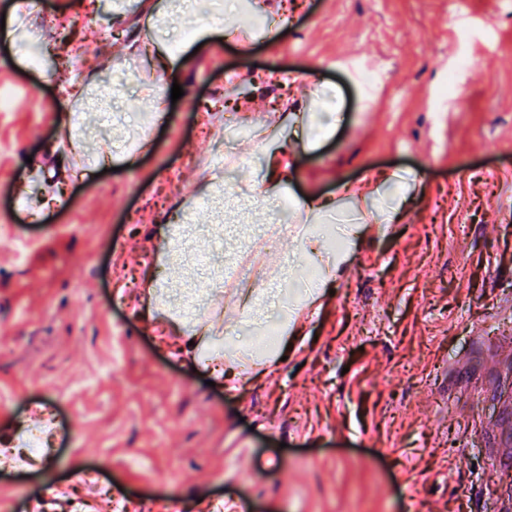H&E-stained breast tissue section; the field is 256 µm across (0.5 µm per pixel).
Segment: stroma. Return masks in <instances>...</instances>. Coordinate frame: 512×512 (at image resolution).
Returning <instances> with one entry per match:
<instances>
[{
	"instance_id": "obj_1",
	"label": "stroma",
	"mask_w": 512,
	"mask_h": 512,
	"mask_svg": "<svg viewBox=\"0 0 512 512\" xmlns=\"http://www.w3.org/2000/svg\"><path fill=\"white\" fill-rule=\"evenodd\" d=\"M15 2L0 16L53 51L66 21L83 52L51 67L0 39V512L77 497L110 512L104 480L128 512H512V0H262L287 21L275 41L243 17L164 76L142 28L168 0H129L119 35L113 0L88 24L77 0ZM116 56L134 66L124 104L70 111L75 88H108ZM158 78L183 96L154 104ZM243 89L239 132L278 134L241 145L232 224L257 227L282 197L336 208L317 240L281 241L261 312L224 339L284 322L277 353L218 379L139 284L180 278L165 261L179 226L205 244V161ZM324 108L338 123L305 140ZM271 153L292 169L276 186ZM30 186L65 193L41 208ZM310 260L335 270L313 306ZM43 402L60 429L47 461L23 455Z\"/></svg>"
}]
</instances>
